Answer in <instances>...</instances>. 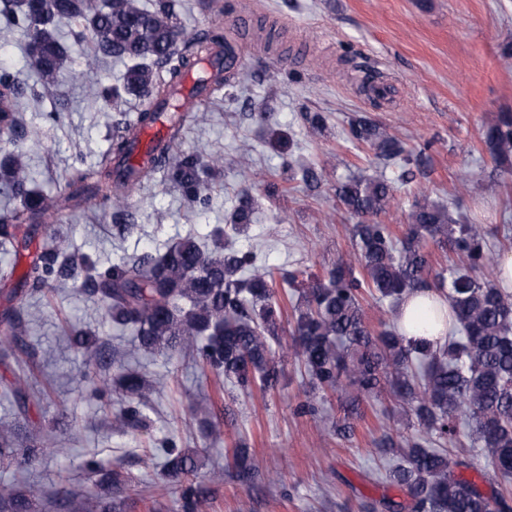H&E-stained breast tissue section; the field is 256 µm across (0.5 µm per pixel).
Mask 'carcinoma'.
Masks as SVG:
<instances>
[{
	"label": "carcinoma",
	"instance_id": "1",
	"mask_svg": "<svg viewBox=\"0 0 512 512\" xmlns=\"http://www.w3.org/2000/svg\"><path fill=\"white\" fill-rule=\"evenodd\" d=\"M178 0H155L144 7L140 0H0V18L23 29L28 38L32 68L38 74L41 99L58 95V76L71 63L72 46L90 33L87 58L95 65L105 58L127 63L121 87L103 83L86 87L92 100H142L136 120L112 133L111 146L96 170L97 179L78 171L73 191L65 202L81 208L95 201L119 218L128 201L158 171L189 205L209 203L208 183L224 174L222 156H203L174 149L181 122L169 128L168 139L156 144L143 164L132 165L140 129L154 122L170 88L182 71L194 67L223 43L207 34L186 40L177 21ZM27 92L5 69H0V193L18 205L0 213V247L11 243V222L38 223L45 198L35 185L26 153L19 140L38 136L21 125L19 104ZM351 140L370 146L383 160L398 159V177L407 179L411 167L426 163V148L408 150L394 136L365 116L349 121ZM485 151L504 174L512 172V113L501 112L484 133ZM290 176L301 175L311 186L318 182L315 168L299 169L283 160ZM336 196L345 210L360 218L353 225L358 267L341 263L326 271L290 302L291 344L282 345L285 304L273 284L275 277L295 287L297 275L274 274L258 262L254 252L224 248V230L216 231L213 247L186 236L157 256L131 258L101 271L87 254L60 257L56 234L41 252L40 262L22 275L33 290L48 288L65 294L81 287L99 297L108 321L118 332L134 336L146 355L165 351L189 355L203 368L224 376L247 390H277L285 376L284 362L293 359L310 385L304 412L313 410L319 393L351 390L352 402L381 396L382 382L409 406L417 430L396 442L390 433L381 446L398 449L401 462H387L375 481L397 488L403 500L384 496L370 502V512H512V298L497 287L498 254L489 246L483 225L440 203L410 204L402 237L391 225L364 217L388 212L394 205L391 181L384 177H352L341 183ZM253 204L243 195L232 216V228L251 223ZM454 252L460 264L448 272L435 271L429 249ZM434 290L447 301L452 329L442 344L412 342L397 325V311L408 294ZM371 296L387 304L390 318L383 329L372 331L364 320L362 301ZM37 315L18 309L0 321V354L27 334ZM87 366L99 363L91 332L70 327ZM92 393L104 397L119 388L138 404L112 413L116 430L138 429L143 423L140 404L146 392L165 385L158 376L151 382L128 369L112 383L87 375ZM45 396V383L31 374L19 375L4 386L0 401L24 412L30 399ZM481 446L486 471L469 477L467 444ZM52 439L40 430L16 438L13 421L0 422V467H24L51 451ZM165 470L176 479L198 470V454L185 448L164 449ZM134 479L113 469L94 490L71 486L54 489L55 495L74 504L75 512H112V487L128 486ZM201 491L195 482L179 484L172 512H196ZM47 498L38 483L0 487V512H39Z\"/></svg>",
	"mask_w": 512,
	"mask_h": 512
}]
</instances>
